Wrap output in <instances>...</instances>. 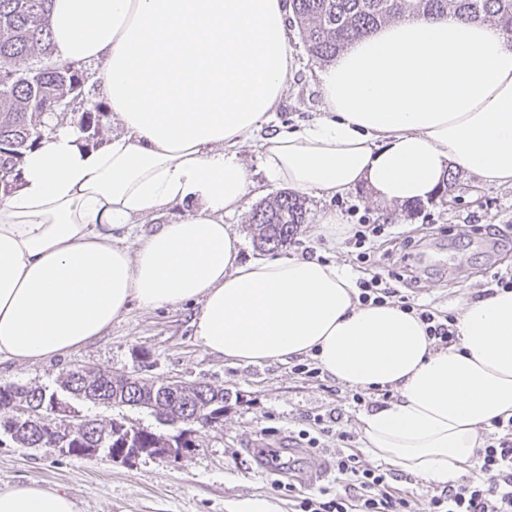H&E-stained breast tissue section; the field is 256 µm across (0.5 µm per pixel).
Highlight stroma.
Listing matches in <instances>:
<instances>
[{"mask_svg": "<svg viewBox=\"0 0 512 512\" xmlns=\"http://www.w3.org/2000/svg\"><path fill=\"white\" fill-rule=\"evenodd\" d=\"M291 46L298 67L271 120L277 128L312 119L322 107L315 75L320 62L309 55L300 34H293ZM475 182V176L457 171L456 184L447 196L412 210L379 203L363 189L331 199L307 195L308 220L295 241L278 254L350 264L345 245L316 235L317 218L325 209L336 210L347 224L354 223L356 215H366L390 225L395 237L431 239L433 248L420 268V300L459 314L466 298L489 287L494 272L512 270V251L494 255L475 234L444 233L451 225L491 222L500 234L512 238V187L487 186L476 192ZM199 309L194 302L156 310L134 306L103 336L75 352L37 363L0 361V385L56 391L68 370L84 368L116 377L202 382L237 396L220 424L196 435V448L175 460L144 455L121 463L103 454L77 458L4 441L0 486L34 481L71 495L80 512H229L232 504L253 495L270 497L281 512H296L299 500L279 490L282 482L300 484L303 495L323 501L335 497V477L316 483L298 481L301 472L334 463L335 438H322L321 449L299 454L296 436L306 428L308 418L336 410L343 414V428L358 432L363 409L351 400L353 387L324 373L316 378L295 373L291 358L243 366L208 352L191 327ZM73 406L87 419H117L150 431L160 428L141 409L80 400Z\"/></svg>", "mask_w": 512, "mask_h": 512, "instance_id": "35a3bbf8", "label": "stroma"}]
</instances>
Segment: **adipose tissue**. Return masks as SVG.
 <instances>
[{
  "instance_id": "ef3b65f1",
  "label": "adipose tissue",
  "mask_w": 512,
  "mask_h": 512,
  "mask_svg": "<svg viewBox=\"0 0 512 512\" xmlns=\"http://www.w3.org/2000/svg\"><path fill=\"white\" fill-rule=\"evenodd\" d=\"M290 12L289 0H52L55 59L92 68L120 130L88 146L50 120L0 193V360L77 351L134 304L194 301L211 353L310 356L338 382L393 389L360 417L364 453L444 485L490 422L512 417V291L471 297L458 345L438 349L414 314L359 304L344 266L244 259L225 219L258 193L246 147L269 182L325 198L362 186L409 205L453 168L512 186V37L453 16L379 26L319 71L320 117L266 135L295 67ZM0 512L79 510L17 483L0 487Z\"/></svg>"
}]
</instances>
